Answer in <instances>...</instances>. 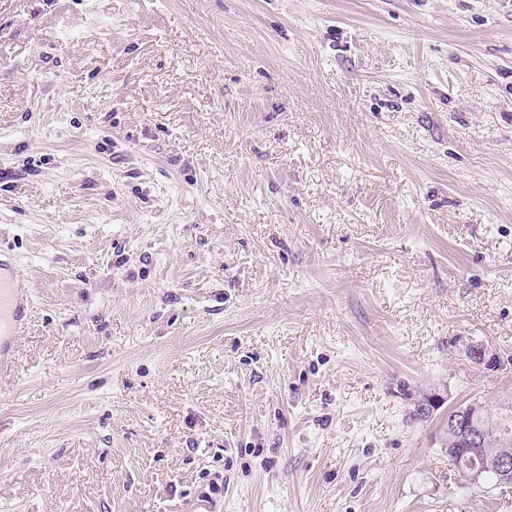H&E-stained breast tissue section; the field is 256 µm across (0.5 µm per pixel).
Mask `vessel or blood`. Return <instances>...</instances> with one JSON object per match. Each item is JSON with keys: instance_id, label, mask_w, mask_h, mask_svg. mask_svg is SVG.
I'll use <instances>...</instances> for the list:
<instances>
[{"instance_id": "1", "label": "vessel or blood", "mask_w": 512, "mask_h": 512, "mask_svg": "<svg viewBox=\"0 0 512 512\" xmlns=\"http://www.w3.org/2000/svg\"><path fill=\"white\" fill-rule=\"evenodd\" d=\"M30 316L29 288L17 265L0 255V377L16 362L18 340Z\"/></svg>"}]
</instances>
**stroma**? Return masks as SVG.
<instances>
[{
    "mask_svg": "<svg viewBox=\"0 0 512 512\" xmlns=\"http://www.w3.org/2000/svg\"><path fill=\"white\" fill-rule=\"evenodd\" d=\"M0 252V512H512V0H0ZM30 297L17 265L0 254V378L13 370L18 340L27 328ZM478 405L479 402H473L467 406L460 407L452 413H448V435L453 434L459 446L463 447L456 448L453 443V438L448 436V438H445V445L448 447V450L456 451L458 454L461 452L465 455L472 456L481 454V450L484 448L488 439L487 434L474 424L475 414L479 410ZM458 454L449 453L448 458L458 473L462 477H465L464 481L466 486H469L466 480L469 481L468 473L471 467L470 462L467 458ZM478 423L488 429L490 444L485 455H481L486 468L487 481L497 485L512 484V403L500 408L496 414L488 412L483 405V414ZM511 445L510 448L504 446ZM498 448H503L497 456ZM498 479L495 474V461Z\"/></svg>",
    "mask_w": 512,
    "mask_h": 512,
    "instance_id": "35a3bbf8",
    "label": "stroma"
}]
</instances>
